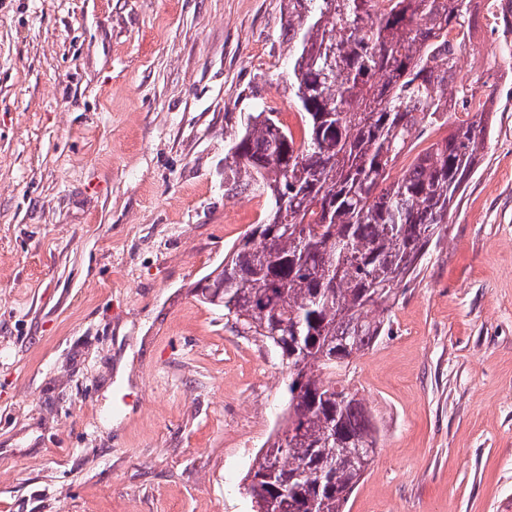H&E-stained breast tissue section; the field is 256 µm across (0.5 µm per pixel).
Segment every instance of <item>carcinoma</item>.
<instances>
[{
  "label": "carcinoma",
  "mask_w": 512,
  "mask_h": 512,
  "mask_svg": "<svg viewBox=\"0 0 512 512\" xmlns=\"http://www.w3.org/2000/svg\"><path fill=\"white\" fill-rule=\"evenodd\" d=\"M471 30L470 0H288L301 137L278 112L247 113L224 186L265 196L267 211L194 286L288 367L285 428L243 478L253 512H345L367 471L376 417L333 376L389 331V302L419 273L485 147L486 101L453 80L462 45L448 39ZM448 97L468 104L467 119L391 178Z\"/></svg>",
  "instance_id": "1"
}]
</instances>
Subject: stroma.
<instances>
[{"label":"stroma","mask_w":512,"mask_h":512,"mask_svg":"<svg viewBox=\"0 0 512 512\" xmlns=\"http://www.w3.org/2000/svg\"><path fill=\"white\" fill-rule=\"evenodd\" d=\"M475 175L340 376L381 437L349 512H512V0ZM288 0H0V512H252L287 370L192 285L262 217L241 116L290 111Z\"/></svg>","instance_id":"1"}]
</instances>
